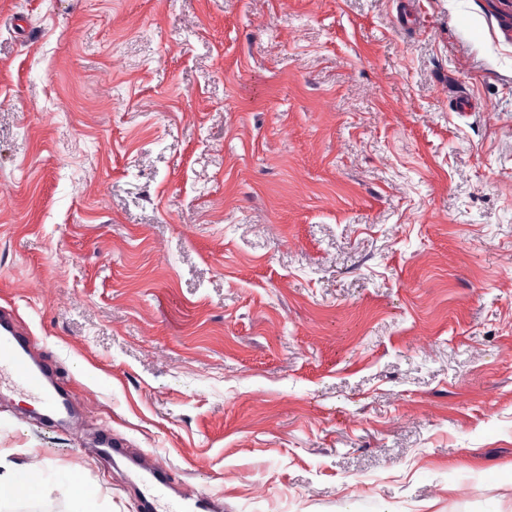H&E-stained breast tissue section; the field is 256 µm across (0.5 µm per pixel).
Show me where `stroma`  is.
Returning a JSON list of instances; mask_svg holds the SVG:
<instances>
[{"label":"stroma","instance_id":"1","mask_svg":"<svg viewBox=\"0 0 512 512\" xmlns=\"http://www.w3.org/2000/svg\"><path fill=\"white\" fill-rule=\"evenodd\" d=\"M499 0H0V474L141 512H512V30ZM49 372L44 364L34 363L29 345L15 333L9 331V335L0 336V383L7 380L46 412H53L60 405L56 394L45 383ZM107 446L112 451V457H121L129 460L133 465L143 470L140 477L139 495L141 506L147 512H184L187 501L193 498L181 493L178 497L170 495L168 470L170 467L158 456H154L151 462L142 466L131 457L130 448H117V444L107 441ZM161 503L164 504L161 511Z\"/></svg>","mask_w":512,"mask_h":512}]
</instances>
